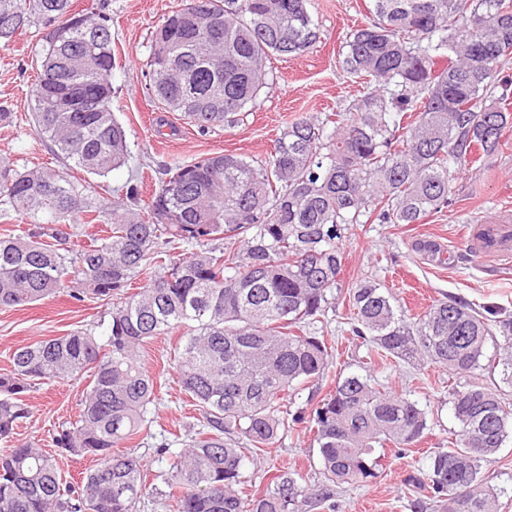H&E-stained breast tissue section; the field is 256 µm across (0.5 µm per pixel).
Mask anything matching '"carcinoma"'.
<instances>
[{"instance_id": "1", "label": "carcinoma", "mask_w": 512, "mask_h": 512, "mask_svg": "<svg viewBox=\"0 0 512 512\" xmlns=\"http://www.w3.org/2000/svg\"><path fill=\"white\" fill-rule=\"evenodd\" d=\"M308 2L185 0L152 39L150 90L161 109L203 133L237 123L276 79L270 57L304 53L319 39ZM191 12L209 15L220 37L184 25ZM373 13L341 60L366 91L339 112L293 121L263 161L214 154L175 163L140 208L136 185L97 205L63 170L0 160V218L23 219L0 230V308L64 288L80 302L112 301L106 338L86 330L29 344L0 374V440L28 418L22 395L31 388L88 377L78 419L54 443L93 461L73 492L49 452L1 450L0 512H135L146 475L139 457L117 448L150 431L162 403L140 363L144 343L177 332L178 382L198 417L180 450L165 439L155 447L166 463V512H301L375 477V449L424 435L425 408L361 375L338 381L309 414L286 398L329 369L315 323L341 287L349 226L419 224L442 211L462 165L477 151L495 153L512 127V0H373ZM31 27L43 32L34 127L72 167L107 176L128 157L112 112L107 17L75 11L74 0H0L1 47ZM188 97L204 108L184 111ZM84 220L100 226L99 237L76 251ZM349 297L351 331L369 338L371 362L427 359L471 373L498 332L497 364L512 386L511 317L448 299L408 323L371 280ZM450 403L459 430L409 485L442 512H498L481 469L512 436V400L471 383L452 389ZM306 420L322 483L311 489L282 472L264 494L246 493L247 463Z\"/></svg>"}]
</instances>
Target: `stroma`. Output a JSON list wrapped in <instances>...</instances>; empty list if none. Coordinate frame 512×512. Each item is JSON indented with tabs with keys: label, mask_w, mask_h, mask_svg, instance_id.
Masks as SVG:
<instances>
[{
	"label": "stroma",
	"mask_w": 512,
	"mask_h": 512,
	"mask_svg": "<svg viewBox=\"0 0 512 512\" xmlns=\"http://www.w3.org/2000/svg\"><path fill=\"white\" fill-rule=\"evenodd\" d=\"M78 8H98L110 19L115 67L112 71V110L127 131L129 156L107 176L82 174L89 199L124 196L129 185H140L141 203H148L175 160L190 162L214 153L268 157L281 131L293 120L336 112L363 92L360 79L344 74L338 64L347 35L367 25L370 0H310L309 11L320 30L319 41L307 52L274 57L269 65L276 80L263 89L255 105L237 124L200 133L184 124L179 113L163 112L150 90L151 40L164 17L181 8L182 0H76ZM41 47L36 29L17 35L0 47V110L13 121L0 127V157L16 165L54 162L48 143L33 127L29 115L34 101L36 54ZM512 217V130L506 131L499 149L479 162L469 163L455 182V199L442 212L419 224H356L344 242L345 267L336 304L322 319L333 362L323 379L307 384L295 396L296 406L310 410L331 393L339 378L371 374L376 383L416 400L429 413L426 436L416 446L377 449V475L370 482L338 489L333 505L311 504L303 512H415V495L406 480L426 467L430 452L447 447L457 427L449 393L453 387L476 382H500L497 369H479L455 375L427 361L388 359L367 369V344L354 336L348 324L353 314L349 290L356 281L383 283L407 317L422 313L438 299L455 298L478 309L490 308L512 316V256L480 259L471 250V225ZM423 242L436 244V252L420 250ZM109 303L97 299L75 301L68 290L35 305L0 309V374L11 368L9 358L30 343L90 330L103 337L109 324ZM178 335L151 340L144 349L146 369L162 385L165 402L156 414L151 436L123 444V451L141 456L147 477L161 464L152 452L156 433L169 440L186 435L192 406L183 403L173 366ZM85 380L53 381L26 394L30 415L16 430L14 445L39 444L56 453L62 479L77 483L89 468V459L57 453L53 437L76 420ZM295 472L308 485L322 481L317 444L308 423L291 427L273 447L265 449L257 465L248 466V489L263 494L276 471Z\"/></svg>",
	"instance_id": "1"
}]
</instances>
